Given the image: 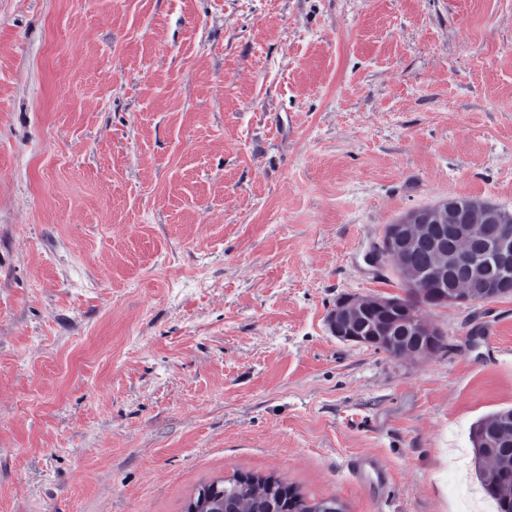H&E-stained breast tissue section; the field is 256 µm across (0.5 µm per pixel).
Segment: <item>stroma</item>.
<instances>
[{
  "label": "stroma",
  "instance_id": "1",
  "mask_svg": "<svg viewBox=\"0 0 512 512\" xmlns=\"http://www.w3.org/2000/svg\"><path fill=\"white\" fill-rule=\"evenodd\" d=\"M451 197L512 210V0H0V512L238 470L459 512L512 296L420 306L417 358L327 324L403 295L385 228ZM348 468L355 476L366 478L371 485H384L388 478L385 464L377 458H357L349 463Z\"/></svg>",
  "mask_w": 512,
  "mask_h": 512
}]
</instances>
